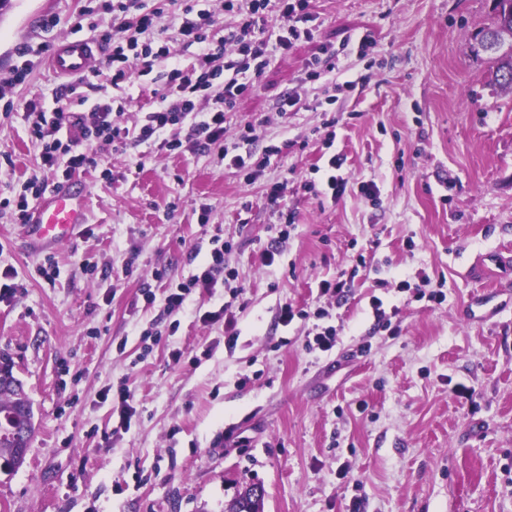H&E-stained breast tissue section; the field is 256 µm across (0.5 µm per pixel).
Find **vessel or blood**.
<instances>
[{
    "label": "vessel or blood",
    "mask_w": 512,
    "mask_h": 512,
    "mask_svg": "<svg viewBox=\"0 0 512 512\" xmlns=\"http://www.w3.org/2000/svg\"><path fill=\"white\" fill-rule=\"evenodd\" d=\"M100 54L99 48L83 39L64 38L51 49L49 60L62 75L86 73ZM87 191L80 184H66L53 189L32 210L24 225L26 243L36 249L54 248L69 241L85 222Z\"/></svg>",
    "instance_id": "b4317fda"
}]
</instances>
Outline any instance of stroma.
Masks as SVG:
<instances>
[{"mask_svg":"<svg viewBox=\"0 0 512 512\" xmlns=\"http://www.w3.org/2000/svg\"><path fill=\"white\" fill-rule=\"evenodd\" d=\"M83 3L7 0L0 73L22 64V46L93 40L71 29ZM312 6L313 39L272 57L222 144L168 155L131 139L98 155L77 175L85 224L47 252L0 210V270L16 285L0 301V354L35 425L24 464L0 472V512H224L253 483L264 512H512V91L491 83L481 47L496 4ZM50 14L60 22L48 30ZM326 48L341 52L338 70L307 82ZM346 80L356 88L328 99ZM66 83L43 60L16 87L0 121V201L34 176L56 184L23 112L32 99L52 109ZM291 90L304 109L277 116ZM250 122L260 130L246 143ZM224 146L267 164L219 162ZM335 154L344 194L304 190ZM289 213V238L266 263L271 227ZM218 224L243 289L228 327L203 321L229 298L220 284L166 310L170 282L209 262ZM357 254L366 266L345 296L320 295ZM49 260L51 282L38 272ZM403 279L411 290H398ZM285 302L308 319L278 325ZM320 308L338 330L328 352L306 348Z\"/></svg>","mask_w":512,"mask_h":512,"instance_id":"35a3bbf8","label":"stroma"}]
</instances>
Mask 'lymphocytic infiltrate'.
Returning <instances> with one entry per match:
<instances>
[{
	"instance_id": "lymphocytic-infiltrate-1",
	"label": "lymphocytic infiltrate",
	"mask_w": 512,
	"mask_h": 512,
	"mask_svg": "<svg viewBox=\"0 0 512 512\" xmlns=\"http://www.w3.org/2000/svg\"><path fill=\"white\" fill-rule=\"evenodd\" d=\"M223 8L233 21L225 26L223 38L216 41L209 33L210 12L195 10L188 2L100 0L99 6H82L72 28L89 27L102 43L111 46V85L120 86L129 68H136L143 77L161 63L166 67L165 89L157 106L144 112L132 128L120 121L125 111L121 104L97 103L89 111L74 112L62 102L48 113L28 102L25 118L41 149L43 166L61 169L64 178H72L93 162L87 145L116 149L133 131L139 141L159 142L170 152L186 143L205 148L222 141L229 112L249 89L240 81V74L249 70L262 73L268 64V44L262 37L267 17L275 16L282 23L277 37L282 50L311 38L315 20L311 0H224ZM100 11L111 14V25L103 28L95 22ZM185 44L200 48L188 64L178 54L179 46ZM212 242L207 268L200 275L170 285L168 308H181L192 289L213 287L217 275L223 274L224 239L218 234Z\"/></svg>"
}]
</instances>
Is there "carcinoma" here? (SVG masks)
I'll return each instance as SVG.
<instances>
[{
    "mask_svg": "<svg viewBox=\"0 0 512 512\" xmlns=\"http://www.w3.org/2000/svg\"><path fill=\"white\" fill-rule=\"evenodd\" d=\"M496 19L486 34L496 38V48L491 51L492 83L512 89V0H497ZM0 458L6 460L5 471L18 469L26 454L18 452L29 447L35 426L31 402L24 390L15 388L12 382L0 378Z\"/></svg>",
    "mask_w": 512,
    "mask_h": 512,
    "instance_id": "obj_1",
    "label": "carcinoma"
}]
</instances>
